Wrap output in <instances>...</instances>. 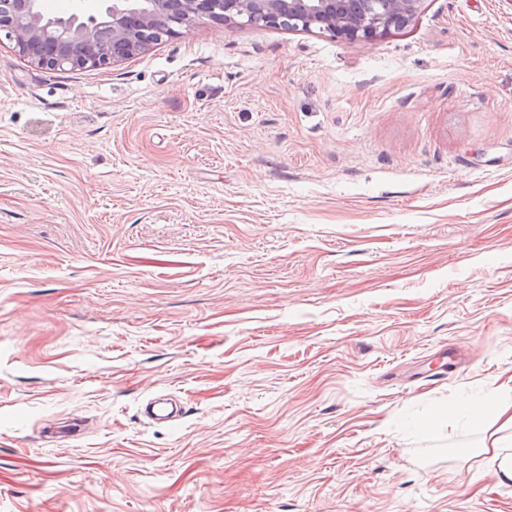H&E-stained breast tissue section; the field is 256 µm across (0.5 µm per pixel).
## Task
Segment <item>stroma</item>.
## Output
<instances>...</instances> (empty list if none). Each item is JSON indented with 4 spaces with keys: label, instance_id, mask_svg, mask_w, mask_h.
I'll return each mask as SVG.
<instances>
[{
    "label": "stroma",
    "instance_id": "1",
    "mask_svg": "<svg viewBox=\"0 0 512 512\" xmlns=\"http://www.w3.org/2000/svg\"><path fill=\"white\" fill-rule=\"evenodd\" d=\"M511 376L512 0L0 44V512H512L448 413Z\"/></svg>",
    "mask_w": 512,
    "mask_h": 512
}]
</instances>
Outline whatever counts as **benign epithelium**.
Wrapping results in <instances>:
<instances>
[{
  "label": "benign epithelium",
  "mask_w": 512,
  "mask_h": 512,
  "mask_svg": "<svg viewBox=\"0 0 512 512\" xmlns=\"http://www.w3.org/2000/svg\"><path fill=\"white\" fill-rule=\"evenodd\" d=\"M422 0H101L93 13H48L43 0H0V44L47 69L104 68L205 21L371 41L417 18Z\"/></svg>",
  "instance_id": "1"
}]
</instances>
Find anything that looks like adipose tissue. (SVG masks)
I'll use <instances>...</instances> for the list:
<instances>
[{
    "label": "adipose tissue",
    "instance_id": "ef3b65f1",
    "mask_svg": "<svg viewBox=\"0 0 512 512\" xmlns=\"http://www.w3.org/2000/svg\"><path fill=\"white\" fill-rule=\"evenodd\" d=\"M503 395L483 399L459 401L460 413L471 429L483 432L493 430L489 445L479 451V464L490 470L498 484H512V384L503 383Z\"/></svg>",
    "mask_w": 512,
    "mask_h": 512
}]
</instances>
